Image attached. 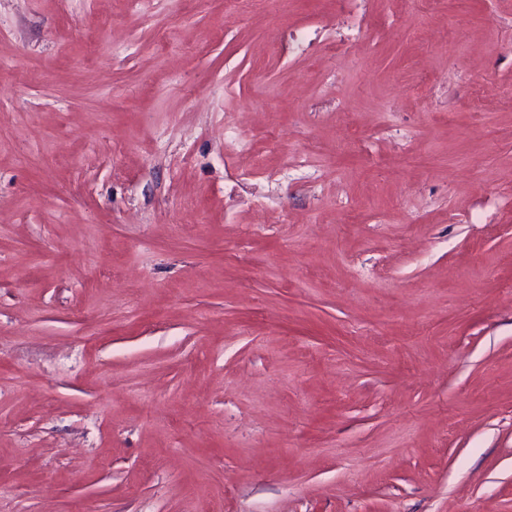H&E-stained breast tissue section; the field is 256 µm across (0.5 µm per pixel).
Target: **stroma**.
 <instances>
[{
  "mask_svg": "<svg viewBox=\"0 0 512 512\" xmlns=\"http://www.w3.org/2000/svg\"><path fill=\"white\" fill-rule=\"evenodd\" d=\"M512 0H0V512H512Z\"/></svg>",
  "mask_w": 512,
  "mask_h": 512,
  "instance_id": "1",
  "label": "stroma"
}]
</instances>
